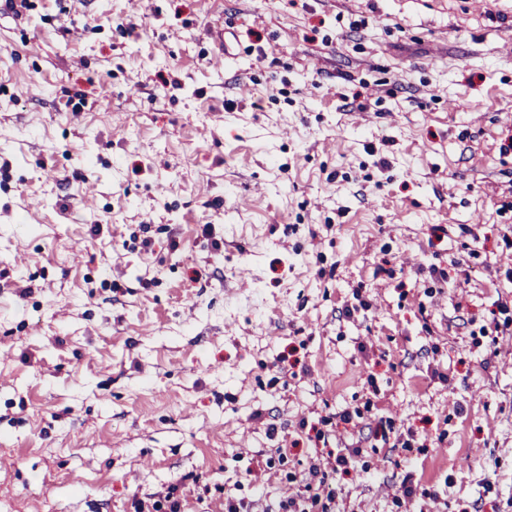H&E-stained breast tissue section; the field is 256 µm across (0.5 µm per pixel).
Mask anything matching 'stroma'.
<instances>
[{
  "label": "stroma",
  "instance_id": "35a3bbf8",
  "mask_svg": "<svg viewBox=\"0 0 512 512\" xmlns=\"http://www.w3.org/2000/svg\"><path fill=\"white\" fill-rule=\"evenodd\" d=\"M333 447L338 512H512V0L0 9V512Z\"/></svg>",
  "mask_w": 512,
  "mask_h": 512
}]
</instances>
